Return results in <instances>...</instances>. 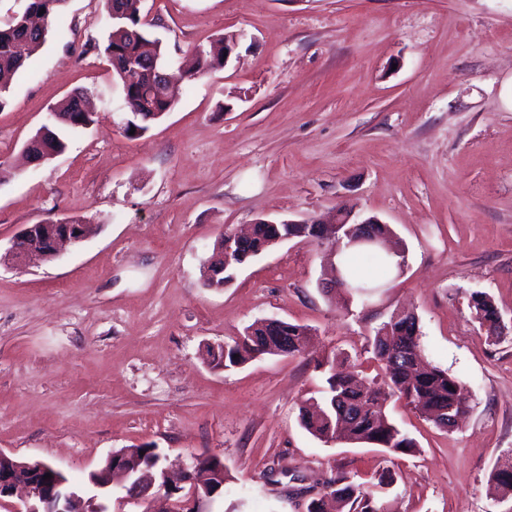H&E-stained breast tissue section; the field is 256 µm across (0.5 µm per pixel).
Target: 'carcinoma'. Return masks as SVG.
<instances>
[{
	"mask_svg": "<svg viewBox=\"0 0 512 512\" xmlns=\"http://www.w3.org/2000/svg\"><path fill=\"white\" fill-rule=\"evenodd\" d=\"M108 29L104 45L93 49L106 57L115 78L122 88L129 111L128 124L123 128L127 137L134 139L156 120L176 106L179 91L168 88L166 99L159 100L153 94L151 59L142 55V42L147 40L150 24L143 22L140 4L142 0H104ZM63 0H26L21 12H14L5 26H0V108L6 104L14 76L24 67L26 57L37 53L46 41L48 21L53 18ZM224 63V40L220 39L208 50L197 53L190 77L195 78L217 69ZM87 91L78 90L52 109L51 125L43 126L46 133H35L31 141H40L42 151L39 158H49L65 150L66 144L59 135L61 128H76L64 121L79 108ZM274 237L270 229L255 231L249 240V248L262 255L270 250L269 240ZM341 283L353 296H365L371 285L357 279L350 264L339 269ZM487 293L472 292L468 304L480 317L479 324L486 333L501 338L502 330L494 318L495 309L486 301ZM308 338L307 327L288 324V344H283L272 332L256 328L253 335L243 334L224 342V347L207 348L211 363L226 369L241 366L263 355L294 356L299 353ZM369 352L384 373L383 388H363L354 376L331 365L326 374L324 406L315 412L300 413L302 427L317 439L329 443L346 439L354 443H365L385 449L391 455H410L418 448L416 440L400 430L386 413V402L395 397L405 401L406 406L432 422L441 430L456 425L453 418H461L467 408L459 398L460 382L448 372L422 362L418 336V320L414 313L392 316L374 329L368 339ZM120 453L127 463L142 468L153 466L159 460L157 449L151 446L122 448ZM491 481L496 491L512 495V457L499 462L492 473ZM393 483L390 472L378 474L374 488L338 474L330 478L325 492L318 498L322 506L316 512H384L376 489Z\"/></svg>",
	"mask_w": 512,
	"mask_h": 512,
	"instance_id": "cac0c4a2",
	"label": "carcinoma"
}]
</instances>
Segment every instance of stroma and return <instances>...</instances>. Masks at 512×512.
<instances>
[{
    "instance_id": "35a3bbf8",
    "label": "stroma",
    "mask_w": 512,
    "mask_h": 512,
    "mask_svg": "<svg viewBox=\"0 0 512 512\" xmlns=\"http://www.w3.org/2000/svg\"><path fill=\"white\" fill-rule=\"evenodd\" d=\"M175 62L238 35L228 65L180 84L172 112L124 135L121 89L91 51L104 0H65L0 108V251L27 224L91 232L51 263L0 265V450L89 486L113 452L169 464L214 455V512H305L324 482L387 468V512H512L491 474L512 452V330L487 337L468 295L512 318V0H144ZM93 90L66 150L25 163L50 107ZM378 218L405 251L366 298L325 295L324 246L295 239L215 290L201 268L221 232L259 219ZM413 310L425 360L470 406L443 432L403 403L414 454L325 443L300 424L317 364L367 378L372 330ZM263 318L311 330L305 351L231 369L206 349ZM140 451H144L143 455H140ZM116 453H122L127 458L128 464H136L140 468L148 466H154L156 462L161 459V456L157 452V448L151 446H140L137 448H122Z\"/></svg>"
}]
</instances>
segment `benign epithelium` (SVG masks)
<instances>
[{"mask_svg": "<svg viewBox=\"0 0 512 512\" xmlns=\"http://www.w3.org/2000/svg\"><path fill=\"white\" fill-rule=\"evenodd\" d=\"M353 214L339 210L327 224L310 221L281 220L272 221L270 225L281 226L273 238L276 243L289 241L298 237L312 239L307 234V227L314 226V234L323 240L336 239V226L349 224ZM85 224H75L69 220L27 224L14 237L9 248L0 256L14 266H22L33 257L42 260L59 257L61 247L66 243H77L87 234ZM247 235L241 232L222 233L216 242L215 253L210 258L214 268L204 267L203 283L209 288L224 287L221 276L225 272L235 274L247 260L254 256L252 252L242 250L243 240ZM345 247H386V239L371 235L363 230L351 233L345 240ZM207 456L192 457L185 474L184 482L190 484L188 493L180 495L182 487L169 484L166 471L151 468L128 470L123 468L122 459L117 454L110 455L106 460L105 470H118L123 473L125 482L121 488L125 490L124 500L127 502H147L156 489L165 490L167 495L177 496L170 512H209V504L224 484L220 483V473L207 469ZM52 478L47 479L45 475ZM26 490V498L18 505L12 506L10 512H111L107 502L98 494L86 495L72 486L66 475L52 465H45L39 460L22 461L0 450V506L13 497L17 490Z\"/></svg>", "mask_w": 512, "mask_h": 512, "instance_id": "obj_1", "label": "benign epithelium"}]
</instances>
